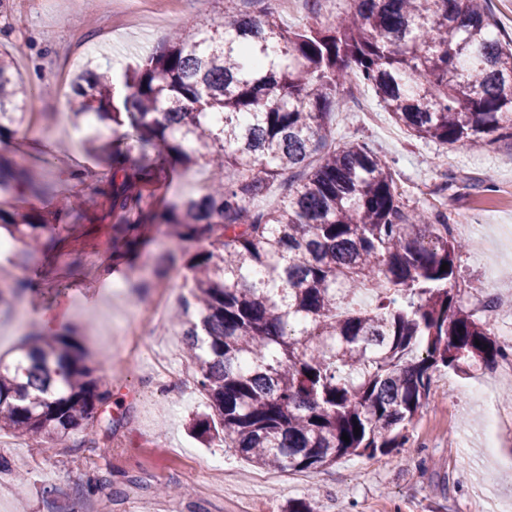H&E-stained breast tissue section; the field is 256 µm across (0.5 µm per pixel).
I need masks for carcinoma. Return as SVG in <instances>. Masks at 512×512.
Here are the masks:
<instances>
[{
	"instance_id": "carcinoma-1",
	"label": "carcinoma",
	"mask_w": 512,
	"mask_h": 512,
	"mask_svg": "<svg viewBox=\"0 0 512 512\" xmlns=\"http://www.w3.org/2000/svg\"><path fill=\"white\" fill-rule=\"evenodd\" d=\"M226 2L223 24L178 30L123 72V106L111 77L82 74L70 108L92 115L91 150L108 148L98 124L129 126L161 169L202 159L212 170L203 193L166 210L167 249L154 258L163 279L185 244L208 243L188 260L192 288L175 323L211 411L194 430L285 472L387 454L405 445L434 369H489L505 350L460 304L461 243L448 225L405 210L390 166L367 145L329 146L332 111L359 79L418 138L511 140L512 45L477 0H353L340 21L303 27L279 22L271 0H251L258 16ZM26 95L0 57V137L20 123ZM150 172L114 153L101 190L128 249L153 219L137 180ZM287 172L299 178L283 205L251 209ZM13 193L41 198L47 183L0 154V195ZM85 211L82 202L51 217L0 206V226L25 244L14 264L51 248ZM26 291L1 274L0 315ZM85 355L64 334L0 358V436L50 449L94 421L112 393Z\"/></svg>"
}]
</instances>
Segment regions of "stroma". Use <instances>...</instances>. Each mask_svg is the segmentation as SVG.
<instances>
[{"instance_id":"obj_1","label":"stroma","mask_w":512,"mask_h":512,"mask_svg":"<svg viewBox=\"0 0 512 512\" xmlns=\"http://www.w3.org/2000/svg\"><path fill=\"white\" fill-rule=\"evenodd\" d=\"M105 17L98 0H0V55L10 56L33 92L26 112L45 133L5 137L0 151L43 172L55 194L35 200L46 210L68 200L89 202L90 219L60 231L53 249L31 260L25 280L36 288L25 305L32 315L54 310L55 333L91 328L86 345L112 400L97 420L71 433L68 447L35 456L28 438L8 449L11 468L0 473V512H81L76 486L107 475L112 512H282L292 498L312 497L320 512H512V444L489 453L479 429L482 404L470 392L488 381L500 404L512 401V378L501 367L463 373L439 368L425 407L391 454L349 456L317 472L261 474L233 449L204 444L190 432L205 401L158 372L157 359L182 345L177 328L139 341L134 311L150 309L157 288H143L166 227L147 224L137 253L104 270L112 251V226L98 205L99 175L107 164L89 152L68 106L70 82L85 65L108 72L112 58L135 63L156 51L178 28L223 23V0H116ZM343 110L334 113L337 143H364L394 170L406 209L441 214L460 225L457 265L460 303L489 321L495 336H512V145L473 149L418 139L395 124L373 89L344 86ZM79 169L83 182L68 177ZM211 177L205 163L188 171L153 175L144 208L161 212L175 196L200 191ZM498 292H491L489 275ZM107 441L101 453L91 440ZM161 484L175 485L169 495Z\"/></svg>"}]
</instances>
